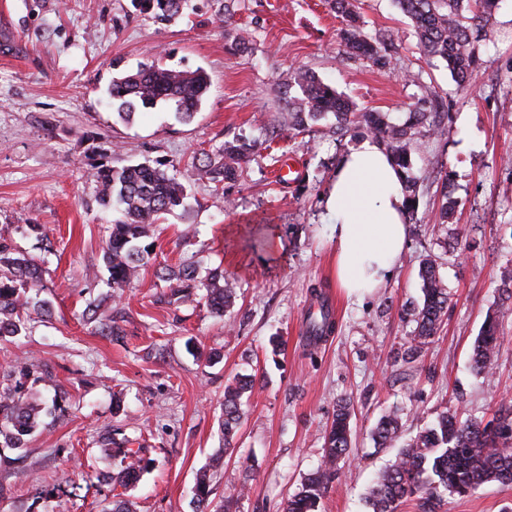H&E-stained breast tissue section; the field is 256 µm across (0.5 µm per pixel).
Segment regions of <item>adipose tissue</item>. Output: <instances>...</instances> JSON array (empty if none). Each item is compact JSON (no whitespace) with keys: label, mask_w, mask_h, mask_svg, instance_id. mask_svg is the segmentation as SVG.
Returning <instances> with one entry per match:
<instances>
[{"label":"adipose tissue","mask_w":512,"mask_h":512,"mask_svg":"<svg viewBox=\"0 0 512 512\" xmlns=\"http://www.w3.org/2000/svg\"><path fill=\"white\" fill-rule=\"evenodd\" d=\"M324 209L338 286L350 295L373 291L401 257L408 235L402 184L375 139H363L340 160Z\"/></svg>","instance_id":"1"}]
</instances>
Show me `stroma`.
I'll list each match as a JSON object with an SVG mask.
<instances>
[{"label":"stroma","instance_id":"35a3bbf8","mask_svg":"<svg viewBox=\"0 0 512 512\" xmlns=\"http://www.w3.org/2000/svg\"><path fill=\"white\" fill-rule=\"evenodd\" d=\"M0 10V240L43 268L47 309L30 313L19 335L0 340V391L42 403L20 448L0 446V512H107L113 449L137 440L150 465L124 492L134 512H195L200 470L214 468L212 505L221 512H283L288 497L321 464L324 431L336 405H353L350 459L319 512H368L375 471L395 458L375 450L371 430L398 411L405 435L446 410L492 420L512 399V301L500 288L512 265V0H501L467 83L445 62L422 58L411 21L393 0H358L370 34L397 33L389 69L343 53L341 26L326 0H190L167 25L131 0H6ZM156 61L204 68L212 86L188 124L170 105L133 124L108 104L113 77ZM318 75L358 108L402 123L419 107L443 113L437 134L412 154L425 175L408 243L391 277L360 299L346 297L333 272L331 226L323 209L336 166L363 132L339 135L334 120L304 139L280 131L286 105L281 74ZM243 137L258 146L237 181L222 191L201 180L194 153ZM107 155L119 168L169 159L188 190L185 209L160 226L157 261L200 272L223 268L238 279L226 315L204 303L167 305L147 267L111 303L119 335L86 322L90 303L107 297L102 254L112 221L97 203L90 165ZM448 175L440 185L437 172ZM458 207L436 224L441 189ZM44 227L43 236L27 232ZM279 240L276 255L255 249ZM432 259L448 290L437 334L412 363L403 358L422 303L419 270ZM336 331L317 345L306 320L319 301ZM503 312L493 371L469 367L488 314ZM286 347L272 353L269 339ZM256 376L234 451L219 455L224 389ZM447 512H512V484L488 483L449 497Z\"/></svg>","mask_w":512,"mask_h":512}]
</instances>
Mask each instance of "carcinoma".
I'll return each mask as SVG.
<instances>
[{"instance_id": "1", "label": "carcinoma", "mask_w": 512, "mask_h": 512, "mask_svg": "<svg viewBox=\"0 0 512 512\" xmlns=\"http://www.w3.org/2000/svg\"><path fill=\"white\" fill-rule=\"evenodd\" d=\"M140 13L159 24L183 15L189 0H131ZM500 0H394L399 10L412 22L420 50L427 59H439L459 83L466 82L482 33L498 9ZM330 8L342 19L339 38L343 51L350 57L363 58L379 69L391 65L388 47L395 36L370 35L353 0H329ZM210 77L198 68L179 70L152 62L114 78L108 89L112 107L118 117L133 121L140 109L153 108L161 102L175 107V118L183 123L193 120L209 91ZM298 88L300 96L290 99L288 91ZM279 92L286 100L283 129L299 135L309 123L330 116L335 118L341 134L362 128L379 143L386 145L393 164L403 175L407 205L416 203L419 183L424 178L412 172L411 145L421 132L436 133L441 113H412L409 121L393 124L378 112L360 110L344 100L331 85L312 73L288 72L279 79ZM257 142L245 138L224 141L212 152L203 153L195 167L201 178L224 188L235 180L242 164L254 151ZM176 163L157 160L114 168L105 161L92 167L97 184L98 201L112 210V219L103 250L107 284L114 296H120L155 258L158 224L168 214L185 207L186 187L173 174ZM442 204L436 214L439 224L453 218L457 201L448 195L447 178L441 176ZM422 304L415 313L416 334L409 349L416 356L428 343L448 302L445 284L435 264L427 259L420 269ZM165 283L164 296L175 302H187L202 292L208 307L224 314L236 299L233 279L224 270L213 269L200 276L192 262L178 269L160 271ZM42 268L33 259L0 242V340L18 335L24 328L29 309L43 308L44 302L30 295L39 291ZM85 316L112 335L119 327L103 304H91ZM498 315L487 316L483 330L473 344L470 366L477 375L488 373L493 366L500 340ZM335 329L331 307L320 301L319 314L306 322L307 339L313 343L329 337ZM254 380L241 376L224 389L221 436L224 449L231 448L241 421V399L253 388ZM37 404L20 400L11 393L0 395V440L12 448L36 426ZM350 403L338 405L323 443L322 465L308 475L299 492L288 498L285 512H317L320 500L336 482V464L352 452L353 429ZM402 426L396 412L377 421L372 439L378 448L399 446L393 464L377 474L366 498L371 512H401L417 501L418 512H441L448 495H464L486 483H512V404L500 402L497 417L490 422L478 419L459 420L456 413L445 411L436 421L415 436L401 440ZM112 457L120 459L119 470L112 478L115 485L127 488L144 470L141 448H114ZM211 475L204 472L197 479V512H210Z\"/></svg>"}]
</instances>
